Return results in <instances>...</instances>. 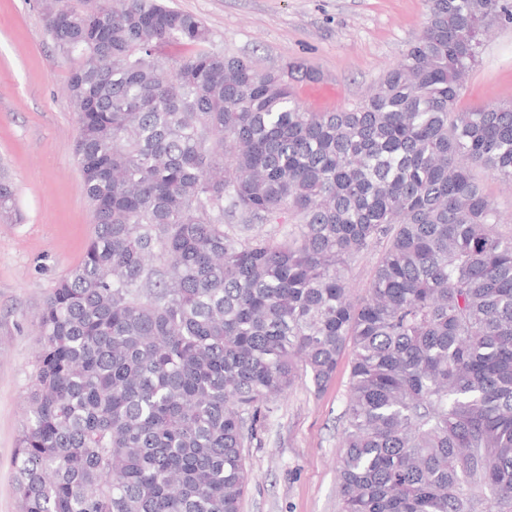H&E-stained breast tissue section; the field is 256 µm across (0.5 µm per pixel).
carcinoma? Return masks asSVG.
Masks as SVG:
<instances>
[{
  "label": "carcinoma",
  "mask_w": 512,
  "mask_h": 512,
  "mask_svg": "<svg viewBox=\"0 0 512 512\" xmlns=\"http://www.w3.org/2000/svg\"><path fill=\"white\" fill-rule=\"evenodd\" d=\"M425 3L359 105L311 112L162 0H43L94 236L39 317L19 512H241L262 412L348 348L342 512H512V235L474 174L512 185V105L458 109L512 0ZM381 246L373 248L370 252L359 255L349 270V283L358 297H364L369 285L374 267L381 254Z\"/></svg>",
  "instance_id": "obj_1"
}]
</instances>
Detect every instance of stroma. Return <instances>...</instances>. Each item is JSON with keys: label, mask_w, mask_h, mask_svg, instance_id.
<instances>
[{"label": "stroma", "mask_w": 512, "mask_h": 512, "mask_svg": "<svg viewBox=\"0 0 512 512\" xmlns=\"http://www.w3.org/2000/svg\"><path fill=\"white\" fill-rule=\"evenodd\" d=\"M203 19L210 50L262 72L295 66L312 112L352 107L396 64L425 22L424 0H168ZM69 65L45 29L40 0H0V178L15 188L0 218V512H17L13 458L35 380L38 314L83 259L94 233L75 154ZM512 104V25L484 37L459 106ZM343 355L315 389L298 381L243 450L253 480L241 512H341L337 472L350 377Z\"/></svg>", "instance_id": "obj_1"}]
</instances>
